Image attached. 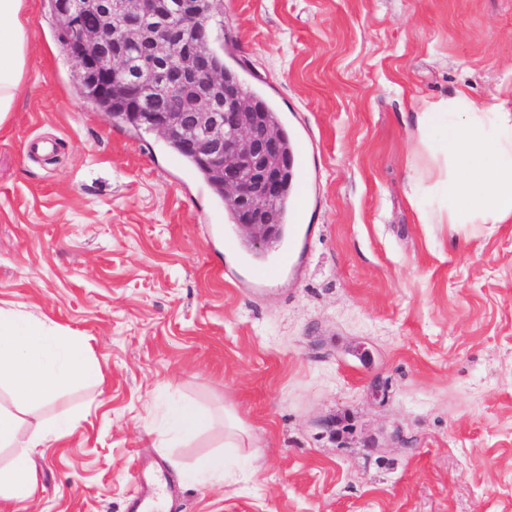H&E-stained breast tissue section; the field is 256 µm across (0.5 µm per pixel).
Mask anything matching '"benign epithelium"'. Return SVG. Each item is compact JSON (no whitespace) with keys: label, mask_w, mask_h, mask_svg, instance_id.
I'll return each instance as SVG.
<instances>
[{"label":"benign epithelium","mask_w":512,"mask_h":512,"mask_svg":"<svg viewBox=\"0 0 512 512\" xmlns=\"http://www.w3.org/2000/svg\"><path fill=\"white\" fill-rule=\"evenodd\" d=\"M199 4L200 0H180V15L192 19V37L179 41L147 25L150 18H166L168 0H55L54 16L76 67H93L109 93L123 72L125 45H148L142 56L144 70L155 75L167 68L166 82L182 90L181 108L141 111L138 121L166 140L179 139L186 153L222 172L224 194L243 214L239 228L254 250L264 252L277 240V225L264 220L284 173L277 133L259 120L250 103L224 85V76L213 68L212 12L200 16ZM88 13L96 16L92 27L83 22ZM121 86L131 104L142 108V83L127 80Z\"/></svg>","instance_id":"obj_1"}]
</instances>
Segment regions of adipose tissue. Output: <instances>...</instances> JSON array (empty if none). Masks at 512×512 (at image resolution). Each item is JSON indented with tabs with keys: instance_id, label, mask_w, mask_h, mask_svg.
I'll return each instance as SVG.
<instances>
[{
	"instance_id": "adipose-tissue-1",
	"label": "adipose tissue",
	"mask_w": 512,
	"mask_h": 512,
	"mask_svg": "<svg viewBox=\"0 0 512 512\" xmlns=\"http://www.w3.org/2000/svg\"><path fill=\"white\" fill-rule=\"evenodd\" d=\"M24 9L25 0H0V123L12 112L29 65ZM415 121L431 163L411 181L409 196L440 200L438 207L420 209V222H512V99L484 108L461 91L445 101L418 103ZM437 129L446 137L435 143L429 135ZM98 375L84 340L33 314L0 307V385H7L15 400L13 408L0 406V449L14 451L10 463L0 467V498L34 499L38 479L30 455L67 428L54 416L28 429L27 408Z\"/></svg>"
}]
</instances>
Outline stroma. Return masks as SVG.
Returning <instances> with one entry per match:
<instances>
[{"instance_id": "stroma-1", "label": "stroma", "mask_w": 512, "mask_h": 512, "mask_svg": "<svg viewBox=\"0 0 512 512\" xmlns=\"http://www.w3.org/2000/svg\"><path fill=\"white\" fill-rule=\"evenodd\" d=\"M0 125V307L82 337L101 371L29 415L35 503L126 512L161 463L174 512H512V223L422 224L415 99L512 88V0H217L215 47L279 109L308 226L258 282L224 204L165 140L81 94L47 0ZM191 403L249 429L159 444ZM231 476L194 480L214 457ZM247 436V430L239 418L232 412H224V445L228 448H240V443H244Z\"/></svg>"}]
</instances>
